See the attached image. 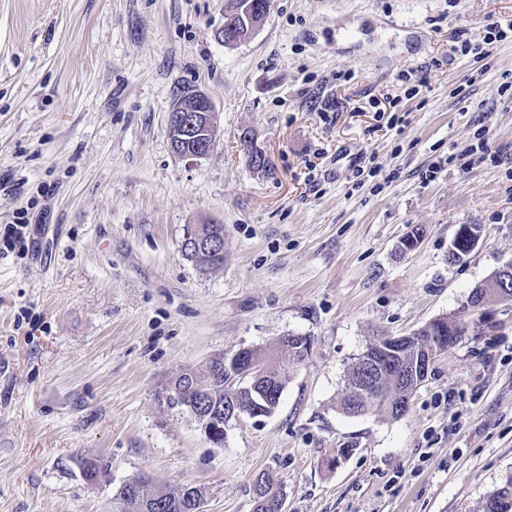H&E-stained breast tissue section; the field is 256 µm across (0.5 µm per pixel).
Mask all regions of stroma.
<instances>
[{"instance_id":"1","label":"stroma","mask_w":512,"mask_h":512,"mask_svg":"<svg viewBox=\"0 0 512 512\" xmlns=\"http://www.w3.org/2000/svg\"><path fill=\"white\" fill-rule=\"evenodd\" d=\"M235 4L0 0V512H113L138 476L253 512L266 471L288 512H482L512 477V299L462 308L512 262V38L483 62L451 49L512 0H271L227 45ZM373 15L425 26L428 50L337 53V21ZM183 90L215 107L200 159L170 147ZM478 143L488 161L465 155ZM197 224L223 225L222 266L184 255ZM462 224L482 236L452 264ZM461 316L404 415L342 412L372 336ZM289 334L309 356L222 444L168 405L180 373ZM83 457L107 475L87 483Z\"/></svg>"}]
</instances>
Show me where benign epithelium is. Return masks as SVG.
Here are the masks:
<instances>
[{
  "label": "benign epithelium",
  "mask_w": 512,
  "mask_h": 512,
  "mask_svg": "<svg viewBox=\"0 0 512 512\" xmlns=\"http://www.w3.org/2000/svg\"><path fill=\"white\" fill-rule=\"evenodd\" d=\"M261 23V15L253 9V0H240L219 37L224 43L232 44L238 41L240 32L250 33ZM167 127L171 148L178 157L202 158L210 152L217 137L214 105L204 93L191 91L181 96L179 104L168 113ZM187 242L190 250L201 257L224 254V244L206 235L195 233L188 236ZM478 242L479 236L471 225H460L448 248V262L463 261ZM220 362L224 363V373L243 383L241 391L244 392L242 398L225 409V416L237 419L244 414L252 417L267 415L271 387L263 382V377L254 373L250 350L240 349L231 356H224Z\"/></svg>",
  "instance_id": "7a95c632"
}]
</instances>
